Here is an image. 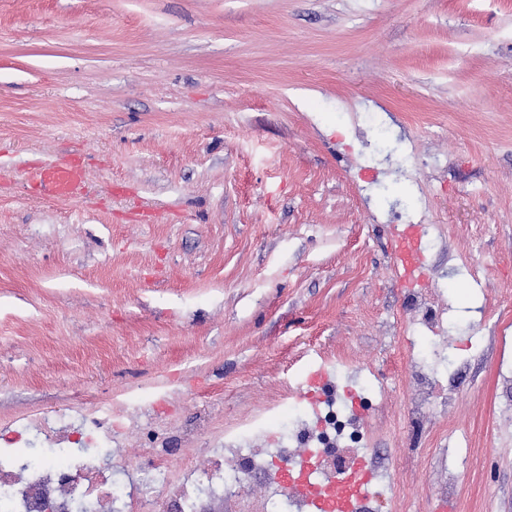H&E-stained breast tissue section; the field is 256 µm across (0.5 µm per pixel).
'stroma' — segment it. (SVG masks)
Segmentation results:
<instances>
[{"label":"stroma","mask_w":512,"mask_h":512,"mask_svg":"<svg viewBox=\"0 0 512 512\" xmlns=\"http://www.w3.org/2000/svg\"><path fill=\"white\" fill-rule=\"evenodd\" d=\"M52 161L75 199L24 183ZM396 209L438 227L419 285ZM510 325L512 0H0V422L161 386L144 465L164 409L217 440L367 364L397 512H512ZM22 178L57 200H69L78 195L85 181L83 168L71 164H48L25 170ZM434 291L432 288H422L411 297V306L420 313L419 322L424 331L438 337L445 329L444 313L433 304ZM420 354L410 358L413 392L411 399L421 404H430L443 399V392L427 365L419 360Z\"/></svg>","instance_id":"1"}]
</instances>
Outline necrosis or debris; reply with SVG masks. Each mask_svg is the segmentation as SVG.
I'll return each mask as SVG.
<instances>
[{
	"label": "necrosis or debris",
	"instance_id": "4bbe7bcc",
	"mask_svg": "<svg viewBox=\"0 0 512 512\" xmlns=\"http://www.w3.org/2000/svg\"><path fill=\"white\" fill-rule=\"evenodd\" d=\"M383 387L365 378L359 391L337 396L307 427L298 402L266 418L278 448L250 447L251 424L232 430L229 448L198 451L210 417L197 415L178 430L187 440L178 455L154 454L147 469L132 476L130 458L112 446V403L82 402L59 411L35 410L0 427V512H199L201 491L235 499V512H278L282 494L292 512H308L304 494L354 470L358 449L372 438L368 410ZM262 473L272 495L255 503L248 490Z\"/></svg>",
	"mask_w": 512,
	"mask_h": 512
}]
</instances>
